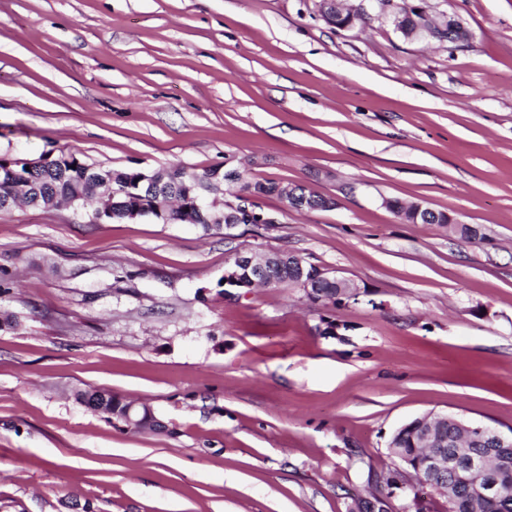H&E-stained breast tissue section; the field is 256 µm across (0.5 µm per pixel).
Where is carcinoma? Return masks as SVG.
I'll list each match as a JSON object with an SVG mask.
<instances>
[{"label": "carcinoma", "instance_id": "carcinoma-1", "mask_svg": "<svg viewBox=\"0 0 512 512\" xmlns=\"http://www.w3.org/2000/svg\"><path fill=\"white\" fill-rule=\"evenodd\" d=\"M325 22L336 28L349 23L351 13L321 5ZM58 159L62 164L55 166L24 165L15 168L20 174L22 185L26 187L24 196L27 202L38 209H52L70 201H85L96 197L100 188L96 182L86 176L88 165L73 153H61ZM112 184V219L123 220L131 213H138L162 224H195L208 232L216 227L215 211L209 205H201L200 199L207 191L217 192L224 184L232 181L237 185L238 193L251 194L257 198L276 196L285 200L295 210H331L336 207L332 197L319 195L305 186L296 184V195L283 194L285 184L274 181H252L243 172H236L228 178L229 169L216 165L201 173L190 172L181 166H173L166 172L160 187L154 188L144 180V170L131 168L124 170L107 169ZM16 182L7 170L0 171V212L7 211L5 199L14 191ZM390 208L412 223L446 224L448 214L426 208L420 212L413 205H402L396 200L390 201ZM224 213L228 218L226 224H256L257 215H248L234 209L230 202H224ZM270 277L274 287L296 285L294 270L288 263L282 262L271 268ZM338 289L336 283L322 281L307 295L312 303H337ZM75 400L84 404L99 401L104 404L101 413L109 420L125 425L132 423L139 428L153 429L154 413L145 406L128 412V405L122 398L106 391L78 390ZM443 435L448 437V446L458 443L467 454L485 455L489 459L491 476L499 482L502 495L496 499H482L475 490L461 484L448 485V512H512V447L489 448L474 441H469L463 431L450 423L443 428ZM421 449L414 447L411 432H405L401 447L391 449V455L397 467L412 474H417V462Z\"/></svg>", "mask_w": 512, "mask_h": 512}]
</instances>
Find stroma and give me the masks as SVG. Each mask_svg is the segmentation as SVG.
Instances as JSON below:
<instances>
[{
  "instance_id": "stroma-1",
  "label": "stroma",
  "mask_w": 512,
  "mask_h": 512,
  "mask_svg": "<svg viewBox=\"0 0 512 512\" xmlns=\"http://www.w3.org/2000/svg\"><path fill=\"white\" fill-rule=\"evenodd\" d=\"M0 0V155L112 169L230 161L336 198L203 231L91 208L0 212V512H346L429 412L512 428V0ZM471 224L468 240L386 200ZM358 297L221 289L237 251ZM150 405L160 432L78 403ZM415 203L403 206L396 200H390V208L395 210L398 214L412 223L419 224H448V214L443 211H436L433 209L425 208L420 212L414 211ZM303 261L304 259H302L300 256L288 252V262H281L280 264H276L274 267L271 268L270 277L274 280V282L270 286L294 287L296 285L295 272L291 267L288 266V263L291 262L293 266H297L301 285L303 287L309 289L316 280H327L320 282L317 288H312V292L310 294H306L307 299L311 303L330 302L336 305V303H338V301L336 300L338 289L336 288V286L341 288L343 285L347 284L348 280L339 276L338 270L325 268L315 264H311L312 266H314V269H310L307 273V268H305V266L303 265ZM305 276L307 278L304 281ZM75 400L89 406L91 401H99L104 404L100 413L106 415L108 420H115L118 423L128 425V405L122 398L112 393L99 390H78L74 394Z\"/></svg>"
}]
</instances>
